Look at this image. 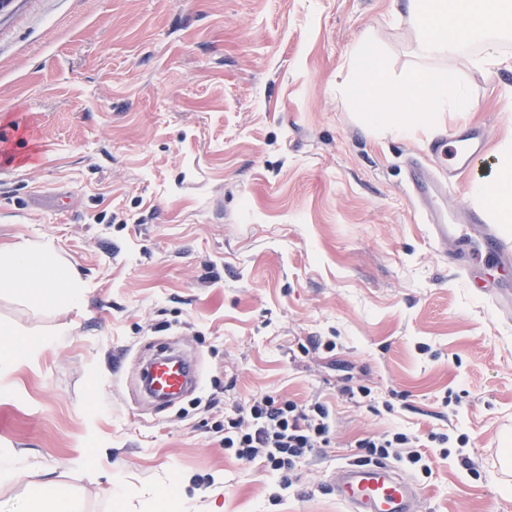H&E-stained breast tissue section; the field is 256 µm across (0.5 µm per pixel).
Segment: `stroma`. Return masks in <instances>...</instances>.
<instances>
[{
	"label": "stroma",
	"mask_w": 512,
	"mask_h": 512,
	"mask_svg": "<svg viewBox=\"0 0 512 512\" xmlns=\"http://www.w3.org/2000/svg\"><path fill=\"white\" fill-rule=\"evenodd\" d=\"M374 37L394 80L456 74L473 101L443 126L382 135L344 91ZM403 0H9L0 8V243L49 238L85 282L81 309L0 298V324L69 327L0 375V483L15 512L53 478L85 512H347L331 473L359 439H426L420 512H512V321L441 255L408 162L464 125L488 149L441 205L479 206L512 139V43L424 61ZM197 387L142 389L160 346ZM363 385L368 397L344 389ZM329 410L332 444L291 486L224 447V418L259 394ZM448 437L446 447L429 442ZM82 457L92 468L77 466ZM23 460L16 450H8L0 454V480H13L22 474Z\"/></svg>",
	"instance_id": "1"
}]
</instances>
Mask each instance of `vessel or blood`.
Returning <instances> with one entry per match:
<instances>
[{
  "instance_id": "obj_1",
  "label": "vessel or blood",
  "mask_w": 512,
  "mask_h": 512,
  "mask_svg": "<svg viewBox=\"0 0 512 512\" xmlns=\"http://www.w3.org/2000/svg\"><path fill=\"white\" fill-rule=\"evenodd\" d=\"M488 136L479 126H467L454 133L450 140L432 146L435 155L449 159L447 178L430 174L422 166L412 170V189L416 196L433 199L460 186V179L471 170L474 158L487 149ZM428 224L432 240L447 248L456 240L458 248L453 264L472 285L484 281L483 268L496 267L506 276L508 287L489 292L499 313L512 319V245L499 237L489 211L483 207L469 208L456 222H446L441 211L429 209ZM154 386L153 398L166 402L195 385L199 375L190 361L176 356H161L149 364ZM331 485L349 512H417L421 490L409 478L388 464L348 463L333 472Z\"/></svg>"
}]
</instances>
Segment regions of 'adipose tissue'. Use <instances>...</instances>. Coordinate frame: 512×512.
Masks as SVG:
<instances>
[{"label":"adipose tissue","mask_w":512,"mask_h":512,"mask_svg":"<svg viewBox=\"0 0 512 512\" xmlns=\"http://www.w3.org/2000/svg\"><path fill=\"white\" fill-rule=\"evenodd\" d=\"M418 30V53L424 58L454 55L472 41L512 33V0H405ZM347 87L365 105L366 123L382 134L406 136L441 125L442 112L470 110L472 102L456 75L448 70H419L394 81L373 41L349 55ZM472 194L490 203L499 223H512V143L498 154L496 173L477 182ZM0 292L46 311L72 310L82 303L85 283L60 256L53 241L19 238L0 244ZM65 328L32 339L0 326V373L37 360ZM20 512H84L80 498L59 483L44 479L29 484Z\"/></svg>","instance_id":"obj_1"}]
</instances>
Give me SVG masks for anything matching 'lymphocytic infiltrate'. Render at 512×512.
I'll list each match as a JSON object with an SVG mask.
<instances>
[{
	"label": "lymphocytic infiltrate",
	"instance_id": "obj_1",
	"mask_svg": "<svg viewBox=\"0 0 512 512\" xmlns=\"http://www.w3.org/2000/svg\"><path fill=\"white\" fill-rule=\"evenodd\" d=\"M330 432L329 411L322 403L300 405L262 395L236 407L234 417L225 421L224 447L241 460L262 462L286 482L295 460L329 447ZM415 443L414 437L396 432L360 439L357 446L367 456L382 458L389 457L393 449H406L407 462L429 472Z\"/></svg>",
	"mask_w": 512,
	"mask_h": 512
}]
</instances>
